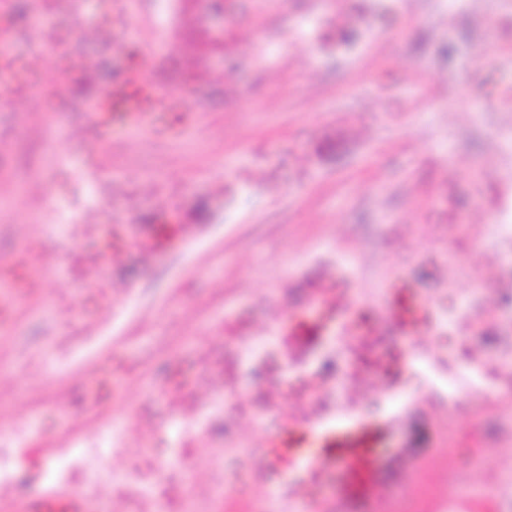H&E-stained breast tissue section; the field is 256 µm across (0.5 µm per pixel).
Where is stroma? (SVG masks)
<instances>
[{"mask_svg":"<svg viewBox=\"0 0 512 512\" xmlns=\"http://www.w3.org/2000/svg\"><path fill=\"white\" fill-rule=\"evenodd\" d=\"M112 3L45 0L36 28L19 16L31 0L0 14V57L28 68L20 85L0 70V268L24 253L44 276L11 331L31 337L79 318L55 301L89 296L90 267L111 254L112 366L129 452L151 440L142 399L171 411L162 371L192 372L193 355L220 339H269L259 370L234 373L225 392L245 410L224 433L243 445L318 420L324 403L349 407L329 394L334 366L295 367L306 350L291 338L295 324L327 341L336 332L322 318L343 311L350 336L374 331L404 357L414 343L378 305L415 296L429 307L432 374L496 356L512 325V240L501 231L512 225V0H220L204 6L203 24L235 47L210 57L207 79L181 57L180 0H142L130 14ZM106 28L114 43L100 39ZM46 43L94 63L75 76L71 111L47 108L43 90L62 66L40 54ZM108 68L145 69L182 107L96 133ZM68 205L78 226L39 229L41 212ZM452 291L471 306L445 348L433 338ZM157 336L170 337L166 349L155 350ZM410 371L386 366L364 396L396 395L377 417L403 423L408 475L396 488L416 481L411 512H512V498L481 495L512 465V386L502 377L464 389L468 409L448 421L425 392L402 395ZM0 387V425L32 414L35 386L12 363L0 364ZM260 392L276 400L261 419L248 409ZM456 448L473 461L452 502ZM257 466L245 462L247 492L227 512H320L301 491L305 470L256 479Z\"/></svg>","mask_w":512,"mask_h":512,"instance_id":"obj_1","label":"stroma"}]
</instances>
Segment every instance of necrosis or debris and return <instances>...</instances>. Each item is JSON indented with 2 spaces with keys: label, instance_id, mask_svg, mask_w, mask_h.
Listing matches in <instances>:
<instances>
[{
  "label": "necrosis or debris",
  "instance_id": "necrosis-or-debris-1",
  "mask_svg": "<svg viewBox=\"0 0 512 512\" xmlns=\"http://www.w3.org/2000/svg\"><path fill=\"white\" fill-rule=\"evenodd\" d=\"M112 328V309L102 306L96 323L68 330L47 324L39 339L21 337L1 356L18 365L27 377L40 381L36 408H48L64 418L74 412L90 416L93 422L68 430L60 447L49 449L46 457L29 455L30 425L13 422L0 433V498L26 496L34 487L54 493L71 494L98 502L104 512H224L228 486L224 464L230 458L257 456L254 448L224 445V424L239 409L224 403V366L258 361L263 340L242 339L234 353L211 347L199 354L196 377L185 382L178 367L165 375V387L186 402L175 424L182 434L174 454L154 448L129 455L124 453L125 427L101 414L107 406V390L66 388L57 377L73 364H80L82 376H90L92 352ZM111 450L117 463L98 465L104 450Z\"/></svg>",
  "mask_w": 512,
  "mask_h": 512
}]
</instances>
